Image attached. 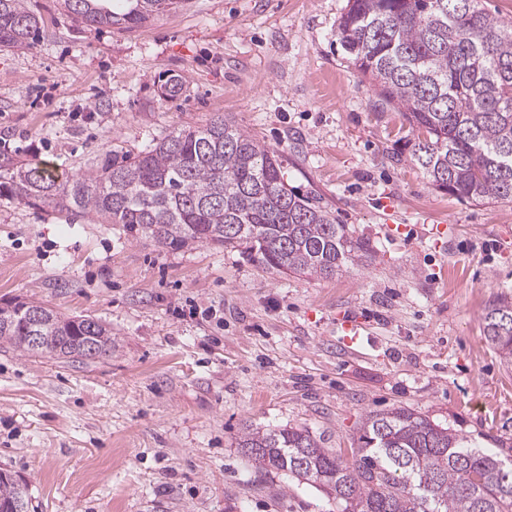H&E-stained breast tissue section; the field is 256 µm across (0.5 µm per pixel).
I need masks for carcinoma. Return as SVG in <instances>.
Listing matches in <instances>:
<instances>
[{
    "label": "carcinoma",
    "instance_id": "carcinoma-1",
    "mask_svg": "<svg viewBox=\"0 0 512 512\" xmlns=\"http://www.w3.org/2000/svg\"><path fill=\"white\" fill-rule=\"evenodd\" d=\"M183 0H64L88 27L132 29ZM39 21L24 0H0V45L30 47ZM337 36L380 100L417 133L413 161L461 200L512 202V23L480 0H348ZM0 178L21 204L121 224L162 248L213 244L243 250L282 274L334 277L366 255L316 191L287 187L276 156L222 117L173 132L134 158L61 180L39 163L5 156ZM0 306V343L85 361V343L112 354V329L44 306ZM486 342L512 361V300L482 316ZM238 447L266 473L283 472L322 492L337 512H512V463L417 411L368 414L357 447L323 446L304 426L247 428ZM27 484L0 471V512H28Z\"/></svg>",
    "mask_w": 512,
    "mask_h": 512
}]
</instances>
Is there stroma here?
Wrapping results in <instances>:
<instances>
[{"instance_id":"35a3bbf8","label":"stroma","mask_w":512,"mask_h":512,"mask_svg":"<svg viewBox=\"0 0 512 512\" xmlns=\"http://www.w3.org/2000/svg\"><path fill=\"white\" fill-rule=\"evenodd\" d=\"M26 5L34 45L0 47L1 153L78 174L227 117L368 247L341 275H285L1 193L0 304L112 329L111 356L86 364L0 344V469L27 483L29 512H336L259 472L248 426L346 449L365 415L411 407L512 446V365L482 327L512 297V203L460 200L411 161L408 123L336 36L347 0H184L127 31ZM348 319L365 326L353 346Z\"/></svg>"}]
</instances>
